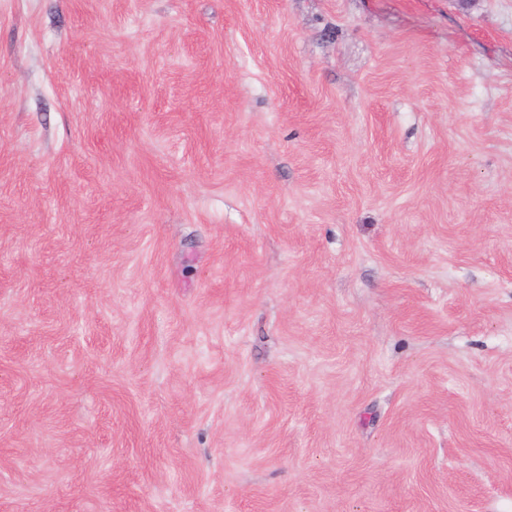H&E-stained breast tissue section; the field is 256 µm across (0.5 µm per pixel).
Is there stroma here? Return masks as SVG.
I'll list each match as a JSON object with an SVG mask.
<instances>
[{"mask_svg": "<svg viewBox=\"0 0 512 512\" xmlns=\"http://www.w3.org/2000/svg\"><path fill=\"white\" fill-rule=\"evenodd\" d=\"M0 512H512V0H0Z\"/></svg>", "mask_w": 512, "mask_h": 512, "instance_id": "35a3bbf8", "label": "stroma"}]
</instances>
